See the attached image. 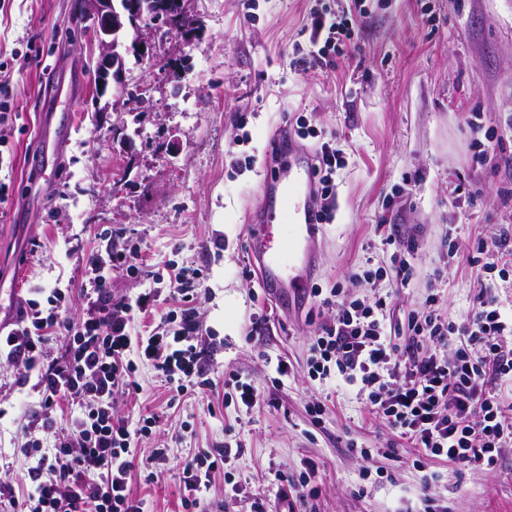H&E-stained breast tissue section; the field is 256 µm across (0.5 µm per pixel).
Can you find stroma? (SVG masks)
Listing matches in <instances>:
<instances>
[{
  "label": "stroma",
  "mask_w": 512,
  "mask_h": 512,
  "mask_svg": "<svg viewBox=\"0 0 512 512\" xmlns=\"http://www.w3.org/2000/svg\"><path fill=\"white\" fill-rule=\"evenodd\" d=\"M86 0H0V60L29 56L10 78L12 122L0 125L10 188L0 201V323L17 322L32 288H70L81 308L82 253L120 231L145 263L208 269L199 306L209 369L241 376L266 398L252 411L220 392L169 400L155 370L137 365V398L116 413L137 427L160 424L134 443L166 449L162 473L134 471L147 512H179V468L199 451L241 449L212 474L204 512H247L262 495L270 512H420L424 495L451 512H512V450L490 472L437 459L414 467L416 451L368 411L364 395L304 378L312 337L327 319L315 298L275 309L253 334L265 294L243 276L248 219L259 203L264 154L291 118L335 133L334 223L323 225L310 284L368 294L364 271L389 267L384 238L398 225L415 242L408 285L389 284L390 316L403 323L438 291L452 318L471 307L475 267L449 257L448 227L460 238L512 224V0H366L334 68L301 72L310 15L346 10L345 0H188L191 34L140 24L149 54L127 55L125 94L96 95L99 49L84 32ZM248 124L238 129L236 117ZM495 132L484 163L471 145ZM223 249H215V240ZM294 377L278 383L270 358ZM0 361V483L27 488L20 421L39 399ZM326 398L313 426L308 407ZM369 449L361 457L360 449ZM319 465L317 497L288 505L281 491L305 460Z\"/></svg>",
  "instance_id": "1"
}]
</instances>
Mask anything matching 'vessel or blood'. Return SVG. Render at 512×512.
<instances>
[{"label":"vessel or blood","mask_w":512,"mask_h":512,"mask_svg":"<svg viewBox=\"0 0 512 512\" xmlns=\"http://www.w3.org/2000/svg\"><path fill=\"white\" fill-rule=\"evenodd\" d=\"M272 147L276 170L264 188L266 198L255 212L247 247L258 263L263 287L298 298L307 288L299 267L320 231L313 201L314 163L283 134L273 136Z\"/></svg>","instance_id":"b4317fda"}]
</instances>
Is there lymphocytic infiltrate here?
<instances>
[{"mask_svg":"<svg viewBox=\"0 0 512 512\" xmlns=\"http://www.w3.org/2000/svg\"><path fill=\"white\" fill-rule=\"evenodd\" d=\"M353 37L344 17L313 13L309 46L296 64L301 70L333 67ZM315 201L322 223L334 219L335 175L342 165L335 136L320 137L314 149ZM467 251L480 269L471 310L460 320L443 315L435 298L409 312L405 326L390 319V294L373 285L371 298L349 297L338 287H314L332 318L313 336L306 362L310 380L336 379L357 386L370 412L398 437L419 450L415 466L431 458L479 470L494 469L512 447V312L493 295L495 279L512 278V225L494 236L475 234L460 242L448 227V253ZM83 307L68 312L69 295L50 291L45 301L25 299L23 319L0 335V358L21 367L20 385H32L40 401L24 417L21 454L29 458L30 489L15 498L0 485L10 512H145L129 482L136 465L154 470L166 451L151 449L136 458L131 431L114 413L117 394L140 389L137 362L153 366L172 398L217 387L198 347L197 303L206 269L144 265L137 247L106 246L82 256ZM122 269L150 286L135 301L115 298L112 273ZM169 284L177 309L158 313L156 326L138 333L135 321L157 313L162 284ZM67 340L64 358L45 360L47 337ZM69 405L72 414L58 427L54 411ZM54 434L51 453H42L40 435ZM232 447L199 452L182 467L181 505L192 512L209 488L211 473L232 456Z\"/></svg>","mask_w":512,"mask_h":512,"instance_id":"lymphocytic-infiltrate-1","label":"lymphocytic infiltrate"}]
</instances>
